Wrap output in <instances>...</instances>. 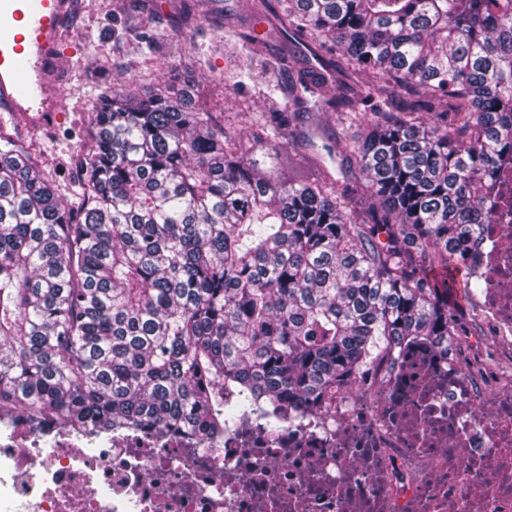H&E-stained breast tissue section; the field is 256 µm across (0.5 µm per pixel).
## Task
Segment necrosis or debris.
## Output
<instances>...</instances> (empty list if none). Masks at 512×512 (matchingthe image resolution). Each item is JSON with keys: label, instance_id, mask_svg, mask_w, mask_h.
Instances as JSON below:
<instances>
[{"label": "necrosis or debris", "instance_id": "1", "mask_svg": "<svg viewBox=\"0 0 512 512\" xmlns=\"http://www.w3.org/2000/svg\"><path fill=\"white\" fill-rule=\"evenodd\" d=\"M501 224L473 267L488 336L469 357L398 351L355 390L277 432L255 417L213 444L153 432L91 443L0 432V499L12 512H512V163L499 172Z\"/></svg>", "mask_w": 512, "mask_h": 512}]
</instances>
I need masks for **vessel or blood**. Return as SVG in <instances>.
Wrapping results in <instances>:
<instances>
[{
    "label": "vessel or blood",
    "instance_id": "1",
    "mask_svg": "<svg viewBox=\"0 0 512 512\" xmlns=\"http://www.w3.org/2000/svg\"><path fill=\"white\" fill-rule=\"evenodd\" d=\"M73 9V0H0V112L53 111L58 46Z\"/></svg>",
    "mask_w": 512,
    "mask_h": 512
}]
</instances>
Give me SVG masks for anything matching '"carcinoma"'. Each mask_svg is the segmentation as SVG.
Masks as SVG:
<instances>
[{
    "instance_id": "cac0c4a2",
    "label": "carcinoma",
    "mask_w": 512,
    "mask_h": 512,
    "mask_svg": "<svg viewBox=\"0 0 512 512\" xmlns=\"http://www.w3.org/2000/svg\"><path fill=\"white\" fill-rule=\"evenodd\" d=\"M261 23L346 66L265 57L240 39L236 84L271 102L246 140L163 80L104 92L79 207L0 127V417L77 433L153 428L211 438L250 414L281 423L421 340L471 329L449 283L497 223L512 162V0H252ZM297 77L283 83L277 67ZM336 84L326 98L322 88ZM314 103L360 129L295 133Z\"/></svg>"
}]
</instances>
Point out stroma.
<instances>
[{"label":"stroma","mask_w":512,"mask_h":512,"mask_svg":"<svg viewBox=\"0 0 512 512\" xmlns=\"http://www.w3.org/2000/svg\"><path fill=\"white\" fill-rule=\"evenodd\" d=\"M79 2L62 45L63 93L53 125L37 132L11 116L0 118V126L31 148L43 169L56 172L65 202L76 201L78 160L90 148L83 132L99 94L112 86L115 75H123L144 92L152 89L159 77L168 75L196 84L197 105L211 112L234 136L246 134L259 113L271 111L261 83L236 86L223 80L242 53L240 47L220 43L225 26L241 31L266 29L265 24L256 23L251 0H211L208 18L184 28L178 22L184 12L192 9L193 0H150L140 38L117 45L112 42V31L120 27L122 18L114 12L112 0ZM87 35L97 45L96 53L87 51L83 42Z\"/></svg>","instance_id":"obj_1"}]
</instances>
